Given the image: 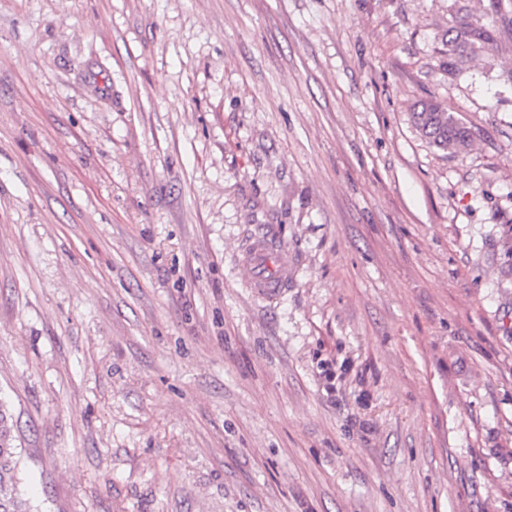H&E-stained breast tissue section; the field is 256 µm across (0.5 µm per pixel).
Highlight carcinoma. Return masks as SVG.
<instances>
[{"label":"carcinoma","instance_id":"1","mask_svg":"<svg viewBox=\"0 0 512 512\" xmlns=\"http://www.w3.org/2000/svg\"><path fill=\"white\" fill-rule=\"evenodd\" d=\"M453 9L459 20L448 28L443 40L448 73L461 71L479 56L489 63L495 61L503 42L512 36V0H489L483 16L474 20L464 15L466 0H453ZM411 119L422 137L440 150L458 154L471 146L470 129L431 99L419 101ZM13 427V414L0 402V512H31L19 488Z\"/></svg>","mask_w":512,"mask_h":512}]
</instances>
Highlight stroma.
I'll list each match as a JSON object with an SVG mask.
<instances>
[{
  "label": "stroma",
  "instance_id": "stroma-1",
  "mask_svg": "<svg viewBox=\"0 0 512 512\" xmlns=\"http://www.w3.org/2000/svg\"><path fill=\"white\" fill-rule=\"evenodd\" d=\"M451 5L0 0L32 512H512V45L449 75ZM417 130L428 143L455 154L471 146L470 129L453 113L443 110L432 99L421 100L411 112ZM279 246L272 236H263L246 249L243 258V264L249 270L253 292L271 300L284 292L290 278L287 263L283 262L278 267L271 264L270 254L278 250Z\"/></svg>",
  "mask_w": 512,
  "mask_h": 512
}]
</instances>
